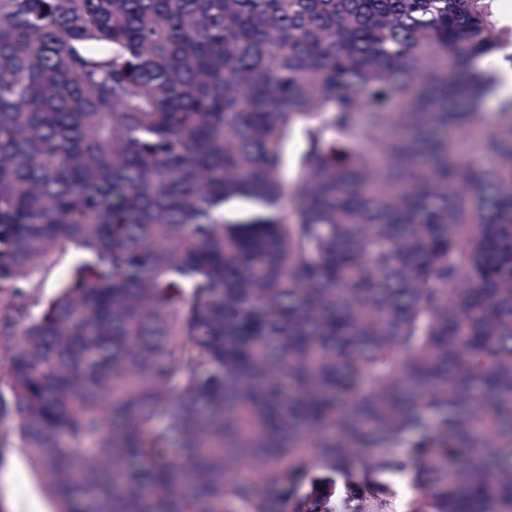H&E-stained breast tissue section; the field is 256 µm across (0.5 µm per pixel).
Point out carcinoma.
I'll use <instances>...</instances> for the list:
<instances>
[{
    "label": "carcinoma",
    "mask_w": 512,
    "mask_h": 512,
    "mask_svg": "<svg viewBox=\"0 0 512 512\" xmlns=\"http://www.w3.org/2000/svg\"><path fill=\"white\" fill-rule=\"evenodd\" d=\"M495 2L0 0V462L54 512H512Z\"/></svg>",
    "instance_id": "obj_1"
}]
</instances>
